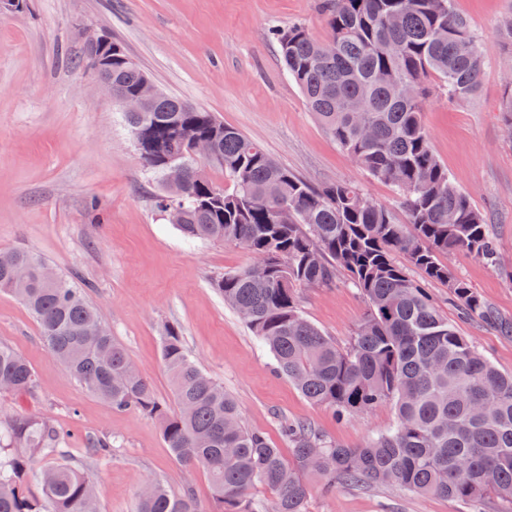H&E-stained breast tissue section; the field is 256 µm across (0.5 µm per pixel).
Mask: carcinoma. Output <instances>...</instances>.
<instances>
[{
  "label": "carcinoma",
  "instance_id": "cac0c4a2",
  "mask_svg": "<svg viewBox=\"0 0 512 512\" xmlns=\"http://www.w3.org/2000/svg\"><path fill=\"white\" fill-rule=\"evenodd\" d=\"M319 10L327 41L300 24L276 33L288 76L356 166L396 188L406 221L351 182L311 186L237 128L159 88L145 111L124 119L144 131L139 160L163 182L155 206L168 223L189 239L239 245L254 257L214 288L273 355L276 372L343 417L389 403L393 428L345 447L308 423H287V458L244 425L235 400L187 352L177 328H165L161 339L172 411L83 290L63 275L42 280L43 258L27 249L0 252V291L27 307L72 378L112 409L158 422L175 459L207 473L214 512H269L250 498L258 483L274 493L277 512H307L309 474L321 477L326 492L390 483L473 507L490 494L512 502V375L475 349L421 283L444 285L467 315L512 335V322L446 261L465 251L493 262L495 249L486 216L448 176L423 122L433 92L456 101L476 96L485 65L480 41L453 0H319ZM101 58L114 86L135 91L150 81L122 47L104 49ZM201 137L213 140L209 162L231 188L216 185L192 156ZM170 162L188 164L191 179L164 181ZM16 267L28 275L14 277ZM341 277L367 303L345 348L303 315L297 293L299 286L333 287ZM35 387L31 365L0 344V394ZM62 441L52 424L30 416L0 431V512H99L95 483L67 461ZM49 454L57 459L43 467L37 499L27 491L28 475ZM135 512L202 510L193 487L174 493L151 482Z\"/></svg>",
  "mask_w": 512,
  "mask_h": 512
}]
</instances>
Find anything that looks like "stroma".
<instances>
[{"label": "stroma", "mask_w": 512, "mask_h": 512, "mask_svg": "<svg viewBox=\"0 0 512 512\" xmlns=\"http://www.w3.org/2000/svg\"><path fill=\"white\" fill-rule=\"evenodd\" d=\"M481 40L486 60L474 99L435 95L424 106L431 146L449 175L486 214L497 266L465 252L448 262L505 319L512 320V135L501 105L512 94L505 74L512 49L497 34L512 0H454ZM300 23L329 32L317 0H22L0 13V251L24 248L84 289L113 337L167 406L175 400L161 356L166 325L177 326L202 370L223 383L244 424L281 449L282 420L304 421L354 447L395 421L382 405L339 418L314 405L274 371L272 355L217 292L224 274L253 258L232 244L191 242L155 207L160 190L142 167L131 132L111 96L83 62L79 28L109 34L169 94L212 113L259 143L309 184L354 182L404 218L397 191L358 168L319 125L288 76L274 39ZM426 289L441 313L502 372L512 373V335L463 318L443 285ZM305 317L347 345L366 303L352 288H303ZM0 343L32 366L34 391L0 394V425L22 415L65 434L71 464L93 475L100 512H133L140 488L193 486L212 512L211 484L166 448L158 423L116 412L72 379L46 349L39 327L14 296L0 292ZM114 451L96 457L88 437ZM308 512H466L463 505L395 486L311 484Z\"/></svg>", "instance_id": "1"}]
</instances>
